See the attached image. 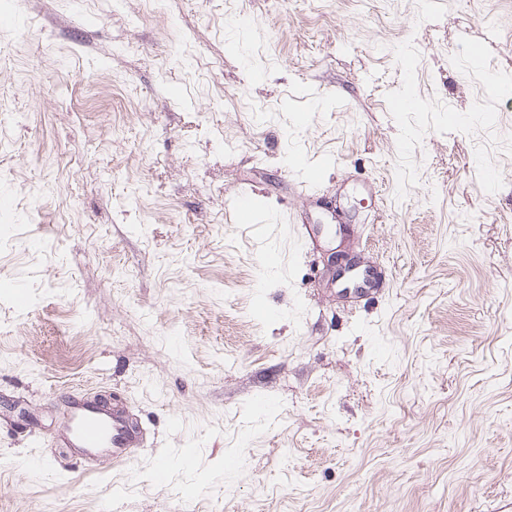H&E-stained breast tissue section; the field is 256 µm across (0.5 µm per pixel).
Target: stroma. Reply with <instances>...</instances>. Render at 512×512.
Segmentation results:
<instances>
[{
  "label": "stroma",
  "mask_w": 512,
  "mask_h": 512,
  "mask_svg": "<svg viewBox=\"0 0 512 512\" xmlns=\"http://www.w3.org/2000/svg\"><path fill=\"white\" fill-rule=\"evenodd\" d=\"M1 193L0 512H512V0H0ZM325 262L327 269L332 273L336 281H342L345 285L344 289H350L351 286L352 288H358L353 281L357 265L352 258L334 251L328 254ZM146 429L123 409L82 399L74 400L63 438L65 448H76L85 458L104 455L106 461L133 462L144 446Z\"/></svg>",
  "instance_id": "35a3bbf8"
}]
</instances>
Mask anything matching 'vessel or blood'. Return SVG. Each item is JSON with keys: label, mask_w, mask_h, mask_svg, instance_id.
Instances as JSON below:
<instances>
[{"label": "vessel or blood", "mask_w": 512, "mask_h": 512, "mask_svg": "<svg viewBox=\"0 0 512 512\" xmlns=\"http://www.w3.org/2000/svg\"><path fill=\"white\" fill-rule=\"evenodd\" d=\"M146 440L145 428L123 409L79 399L71 406L63 444L89 459L103 455L129 463Z\"/></svg>", "instance_id": "1"}]
</instances>
